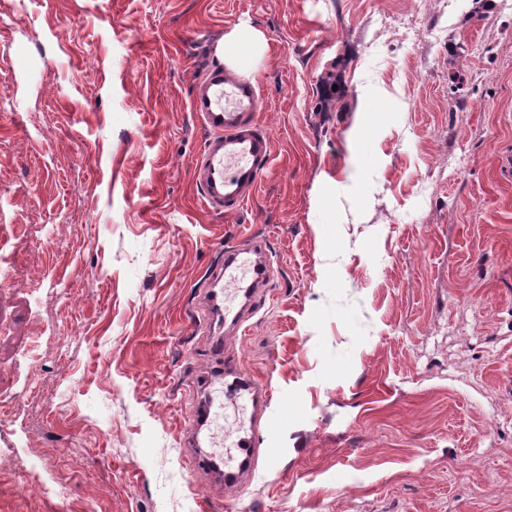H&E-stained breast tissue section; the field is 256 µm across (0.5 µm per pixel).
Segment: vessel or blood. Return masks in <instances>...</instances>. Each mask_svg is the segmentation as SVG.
Listing matches in <instances>:
<instances>
[{
	"instance_id": "vessel-or-blood-1",
	"label": "vessel or blood",
	"mask_w": 512,
	"mask_h": 512,
	"mask_svg": "<svg viewBox=\"0 0 512 512\" xmlns=\"http://www.w3.org/2000/svg\"><path fill=\"white\" fill-rule=\"evenodd\" d=\"M191 105L210 131L193 165L195 183L210 209L234 212L250 198L272 161L271 140L258 122L259 86L234 70L216 66L198 79ZM266 251L264 239H248L226 252L223 268L214 274L215 282L243 285L244 306L249 311L270 287ZM225 393L232 400L247 394L252 403L249 426L233 443L240 455L238 469L224 475L225 483L233 484L251 470L257 456L271 460L276 451L255 446L260 428L271 422L267 391L242 375L226 384Z\"/></svg>"
}]
</instances>
